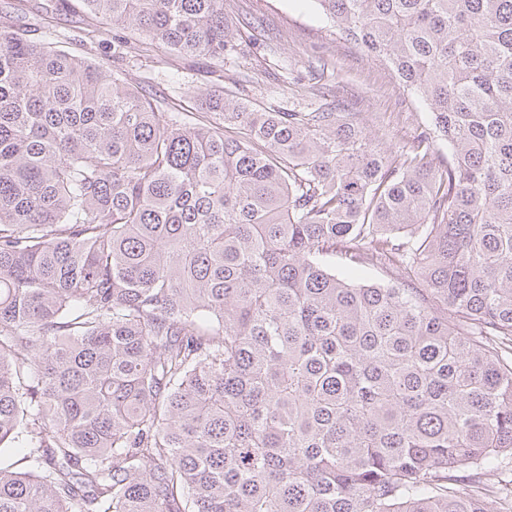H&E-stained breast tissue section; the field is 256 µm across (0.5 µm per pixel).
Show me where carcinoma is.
I'll return each instance as SVG.
<instances>
[{"mask_svg": "<svg viewBox=\"0 0 512 512\" xmlns=\"http://www.w3.org/2000/svg\"><path fill=\"white\" fill-rule=\"evenodd\" d=\"M313 2L415 141L164 112L0 15V512H512V0ZM83 5L224 62V0Z\"/></svg>", "mask_w": 512, "mask_h": 512, "instance_id": "obj_1", "label": "carcinoma"}]
</instances>
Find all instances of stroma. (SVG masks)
Wrapping results in <instances>:
<instances>
[{
	"label": "stroma",
	"mask_w": 512,
	"mask_h": 512,
	"mask_svg": "<svg viewBox=\"0 0 512 512\" xmlns=\"http://www.w3.org/2000/svg\"><path fill=\"white\" fill-rule=\"evenodd\" d=\"M0 11L30 27L34 39L115 64L127 83L156 95L168 112L196 111L201 97L221 87L244 103L282 112L336 103L366 124L381 120L391 143L413 140L430 120L427 106L332 27L314 0H224L231 50L220 68L161 46L113 63V38L134 32L104 24L98 44H83L82 0H0Z\"/></svg>",
	"instance_id": "1"
}]
</instances>
